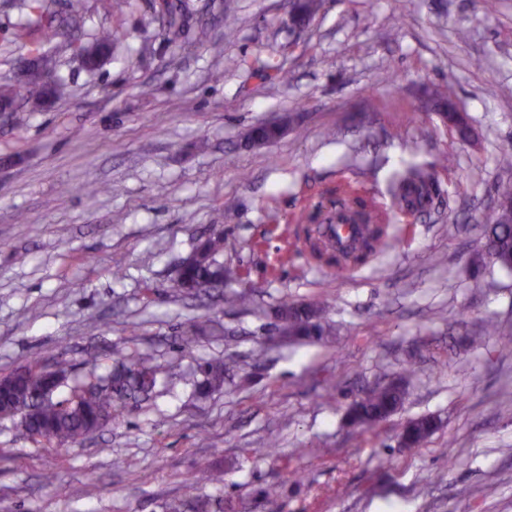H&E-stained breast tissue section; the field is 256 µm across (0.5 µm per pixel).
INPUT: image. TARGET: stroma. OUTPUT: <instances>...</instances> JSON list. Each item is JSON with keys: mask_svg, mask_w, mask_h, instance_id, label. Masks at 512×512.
<instances>
[{"mask_svg": "<svg viewBox=\"0 0 512 512\" xmlns=\"http://www.w3.org/2000/svg\"><path fill=\"white\" fill-rule=\"evenodd\" d=\"M188 2L176 44L153 0H85L74 22L54 0L78 44L126 35L90 73L27 0H0V86L36 50L69 82L22 127L0 115V376L59 359L105 376L145 356L167 379L76 445L0 418V512H166L198 497L211 512H512V346L471 342L484 322L512 327V273L470 267L512 139V0L490 14L482 0H323L303 30L292 0ZM432 92L468 137L422 109ZM287 115L274 143L247 144ZM446 154L448 209L394 218L395 245L365 265L297 250L298 218L337 183L371 193ZM214 225L223 287L179 291L178 265ZM286 302L319 304L330 336H281ZM215 361L224 390L199 397L198 368ZM394 382L397 412L348 423ZM421 417L438 430L405 447Z\"/></svg>", "mask_w": 512, "mask_h": 512, "instance_id": "1", "label": "stroma"}]
</instances>
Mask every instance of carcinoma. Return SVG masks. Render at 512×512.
<instances>
[{
	"label": "carcinoma",
	"mask_w": 512,
	"mask_h": 512,
	"mask_svg": "<svg viewBox=\"0 0 512 512\" xmlns=\"http://www.w3.org/2000/svg\"><path fill=\"white\" fill-rule=\"evenodd\" d=\"M157 16L173 37L184 34L189 17L188 0H158ZM124 37L114 28L104 30L90 46L83 47L91 53L100 48L110 50ZM67 93L62 80L46 87L33 77L27 78L25 102L36 111L46 102ZM451 167V159L445 157L440 166L409 164L398 171L390 181L388 194L392 206L405 214H414L430 202L436 190L439 170ZM342 196L336 198L339 211H347L353 223L359 225L360 238L346 248L337 247L328 252V245L316 240L311 242L315 255L329 265L341 269L364 262L370 255L387 246V212L374 197L360 193V189L346 183L341 187ZM498 206L482 221V256L498 267L512 271V180L502 179L496 186ZM224 252V237L210 234L201 242V248L183 266L180 278L173 287L183 291L191 287L212 288L224 283V264L218 260ZM282 333L317 341L330 335L322 323L320 308L315 303L284 304L279 310ZM203 380L200 391L207 394L224 387V365L210 363L201 367ZM30 377L18 378L12 391L0 397V416H21L22 426L28 436L36 440L55 441L59 444H76L92 429L112 418L115 406L127 399L147 397L153 393L159 368L145 357L131 365H119L112 376L102 377L90 371L83 379L68 383L69 367L57 361L48 370L36 362L29 368ZM67 388V395L59 399L60 388ZM401 386H385L371 392L365 399L353 405L350 420L355 425L371 426L396 412L403 404ZM437 428L436 420L422 417L409 422L402 433L406 447L416 448ZM210 503L197 499L187 504L174 502L169 512H209Z\"/></svg>",
	"instance_id": "carcinoma-1"
}]
</instances>
